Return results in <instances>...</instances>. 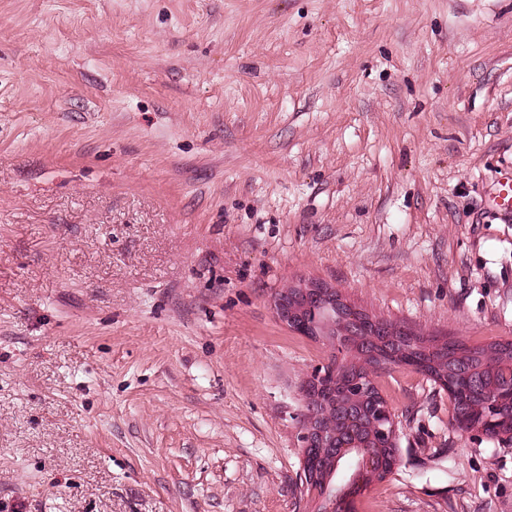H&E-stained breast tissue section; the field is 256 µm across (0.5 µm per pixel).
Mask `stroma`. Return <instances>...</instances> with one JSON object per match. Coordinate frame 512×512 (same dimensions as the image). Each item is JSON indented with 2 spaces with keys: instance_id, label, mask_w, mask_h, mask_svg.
Instances as JSON below:
<instances>
[{
  "instance_id": "35a3bbf8",
  "label": "stroma",
  "mask_w": 512,
  "mask_h": 512,
  "mask_svg": "<svg viewBox=\"0 0 512 512\" xmlns=\"http://www.w3.org/2000/svg\"><path fill=\"white\" fill-rule=\"evenodd\" d=\"M512 0H0V512H312L273 297L512 340ZM356 512H512L409 366Z\"/></svg>"
}]
</instances>
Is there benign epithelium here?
Returning <instances> with one entry per match:
<instances>
[{
  "label": "benign epithelium",
  "mask_w": 512,
  "mask_h": 512,
  "mask_svg": "<svg viewBox=\"0 0 512 512\" xmlns=\"http://www.w3.org/2000/svg\"><path fill=\"white\" fill-rule=\"evenodd\" d=\"M273 306L279 322L302 336L326 343L332 351L330 361L315 368L304 381L300 439L304 454L321 450V463L314 469L303 464V491L317 501L314 512H354V498L321 493L315 484L328 487V480L321 479L320 472L335 473L339 459L347 451L356 452L367 463L371 449L396 446V419L374 382L379 370L378 355L367 345L350 346L351 338L360 335L361 323L346 314L351 304L323 282L311 280L282 288L275 294ZM346 354L359 359L361 373L351 391L334 402L325 391V382L336 375V363ZM497 413L493 398L473 407L469 430L486 435L497 429Z\"/></svg>",
  "instance_id": "7a95c632"
}]
</instances>
